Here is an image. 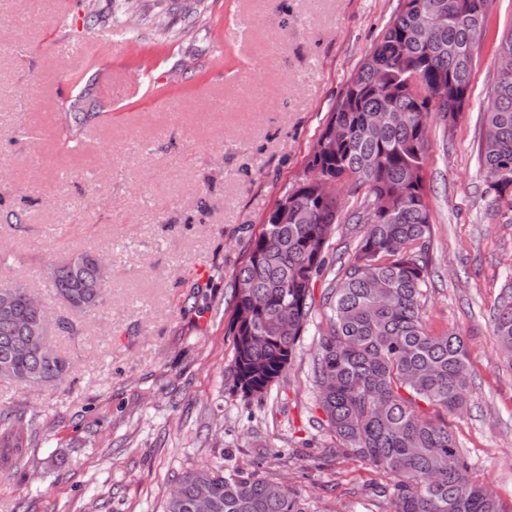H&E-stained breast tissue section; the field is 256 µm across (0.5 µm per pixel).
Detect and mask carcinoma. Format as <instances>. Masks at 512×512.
Instances as JSON below:
<instances>
[{"label":"carcinoma","instance_id":"1","mask_svg":"<svg viewBox=\"0 0 512 512\" xmlns=\"http://www.w3.org/2000/svg\"><path fill=\"white\" fill-rule=\"evenodd\" d=\"M191 23L205 21L202 0H170ZM398 14L372 45L332 107L307 165L320 167L333 183L363 192L354 224L371 223L356 245L353 263L327 297L328 334L313 359L320 405L342 451L389 475L378 487L392 512H504L499 498L473 482L448 422L468 406L470 372L464 337L434 335L422 315L427 291L430 214L424 186L430 115L457 120V96L469 95L475 41L485 31L488 0H401ZM434 23L428 45L414 37ZM65 110L69 141L95 112ZM404 113L403 121L377 128L373 115ZM337 122L342 134L330 140ZM479 161L484 194L492 207L512 211V75L493 88L484 113ZM288 203V221L278 217ZM339 218L336 194L303 180L268 213L248 260L231 274L233 388L263 398L291 362L310 313L311 284L325 266ZM15 306L0 312V376L34 390L62 381L69 361L59 352L45 357L32 342L27 306L31 289L14 280ZM62 302L81 304L75 313L95 314L105 304L108 283L90 264L56 266L51 278ZM493 333L512 365V283L504 285L494 312ZM434 409V413L427 409ZM36 436L35 418L0 415V449L15 454ZM204 492L209 512H310L298 492H279L259 470L215 462L182 472L165 512H195Z\"/></svg>","mask_w":512,"mask_h":512}]
</instances>
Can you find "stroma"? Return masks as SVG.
Instances as JSON below:
<instances>
[{"instance_id":"obj_1","label":"stroma","mask_w":512,"mask_h":512,"mask_svg":"<svg viewBox=\"0 0 512 512\" xmlns=\"http://www.w3.org/2000/svg\"><path fill=\"white\" fill-rule=\"evenodd\" d=\"M206 25L176 14L109 18L117 0H0V276L29 285L72 365L34 390L0 378V412L44 427L27 473L0 462V512H163L185 469L225 453L304 497L311 512H391L372 495L386 475L339 453L320 408L313 358L324 303L364 228L360 195L339 189L342 220L296 353L264 399L230 373V277L276 200L305 164L350 75L398 0H204ZM470 97L455 124L430 118V332L460 331L471 373L453 429L472 477L512 512V367L491 317L512 281V223L483 199L478 149L512 0H489ZM180 30L159 45V27ZM96 104L82 137L65 138L59 99ZM93 250L112 264L105 309L74 314L48 263Z\"/></svg>"}]
</instances>
